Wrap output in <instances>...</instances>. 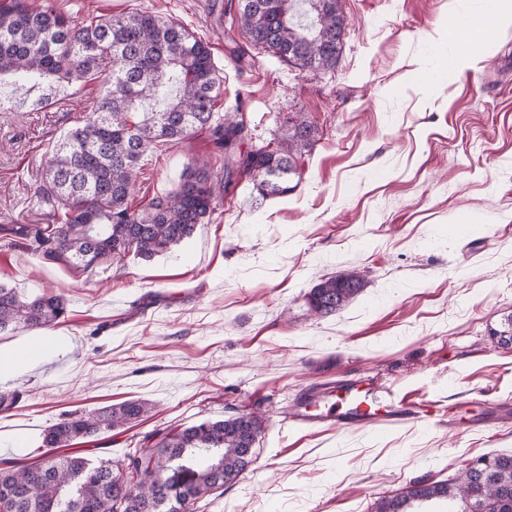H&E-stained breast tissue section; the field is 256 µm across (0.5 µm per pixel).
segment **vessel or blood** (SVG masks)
Listing matches in <instances>:
<instances>
[{
    "label": "vessel or blood",
    "mask_w": 512,
    "mask_h": 512,
    "mask_svg": "<svg viewBox=\"0 0 512 512\" xmlns=\"http://www.w3.org/2000/svg\"><path fill=\"white\" fill-rule=\"evenodd\" d=\"M432 418L429 405L415 402L390 388L354 378L302 393L287 416L293 425L307 429L323 424L340 429L396 426L428 423Z\"/></svg>",
    "instance_id": "vessel-or-blood-1"
}]
</instances>
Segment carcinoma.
<instances>
[{"label":"carcinoma","instance_id":"1","mask_svg":"<svg viewBox=\"0 0 512 512\" xmlns=\"http://www.w3.org/2000/svg\"><path fill=\"white\" fill-rule=\"evenodd\" d=\"M238 27L248 42L280 60L310 70L336 66L346 17L340 0H238ZM39 92L13 107L42 109L57 94L101 79L96 108L61 139L43 166L37 193L54 205L55 223L0 227L28 241L50 261L82 271L133 257L150 261L190 238L238 175H248L264 198H282L300 177L296 157L312 149L315 131L302 116L274 148L245 146L246 126L215 117L223 77L208 43L153 12L102 16L84 24L53 9L12 0L0 9V81ZM0 98V105L5 101ZM207 132L224 154V178L205 163L186 166L176 190L142 209L129 205L139 162L160 140ZM364 287L351 270L320 279L306 294L312 314L344 309ZM59 295L23 300L0 285V332L47 329L65 318ZM144 401L129 399L69 413L42 435L41 461L0 468V512H195L202 499L236 482L248 469L245 445L262 435L259 412L206 419L183 428H158L123 457L92 458L76 447L148 417ZM471 476L417 480L404 494L383 496L374 512H512V453L486 454Z\"/></svg>","mask_w":512,"mask_h":512}]
</instances>
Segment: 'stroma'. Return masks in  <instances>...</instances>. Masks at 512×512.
<instances>
[{"instance_id":"stroma-1","label":"stroma","mask_w":512,"mask_h":512,"mask_svg":"<svg viewBox=\"0 0 512 512\" xmlns=\"http://www.w3.org/2000/svg\"><path fill=\"white\" fill-rule=\"evenodd\" d=\"M89 22L150 11L209 43L224 77L214 112L278 144L302 113L315 145L280 199L239 177L191 238L152 261L76 273L0 236V283L67 305L55 349L0 381L23 394L0 413V463L35 461L45 426L127 399L150 417L84 444L119 458L156 428L258 411L256 460L204 512H371L413 481L512 452V347L493 337L512 314V25H487L468 53L448 37L457 11L483 24V0H341L335 67L301 70L250 45L238 0H38ZM485 24V23H484ZM100 94L70 89L38 111H0L2 224H49L33 187L65 132ZM224 160L206 133L161 142L139 163L133 208L174 191L193 159ZM467 225L457 236L455 225ZM356 271L361 293L319 318L306 294ZM370 380L449 410L452 422L303 430L285 422L305 390Z\"/></svg>"}]
</instances>
